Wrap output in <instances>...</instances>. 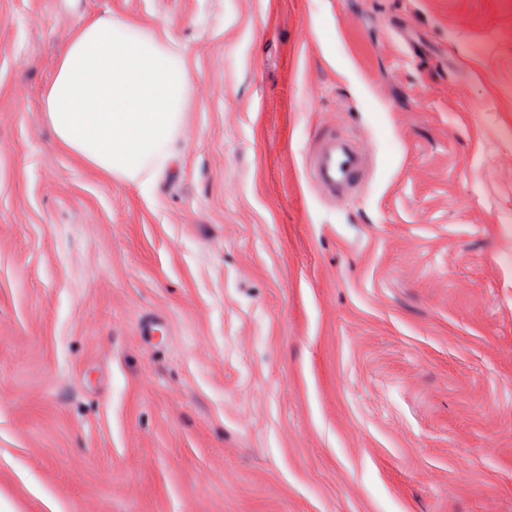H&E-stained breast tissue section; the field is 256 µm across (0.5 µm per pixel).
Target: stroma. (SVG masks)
<instances>
[{"label":"stroma","instance_id":"35a3bbf8","mask_svg":"<svg viewBox=\"0 0 512 512\" xmlns=\"http://www.w3.org/2000/svg\"><path fill=\"white\" fill-rule=\"evenodd\" d=\"M107 13L190 72L149 187L43 110ZM509 215L512 0H0V512H512ZM312 185L328 201L353 194L366 181L370 151L361 141L336 129L325 130L307 160Z\"/></svg>","mask_w":512,"mask_h":512}]
</instances>
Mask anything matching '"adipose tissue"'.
<instances>
[{
	"instance_id": "adipose-tissue-1",
	"label": "adipose tissue",
	"mask_w": 512,
	"mask_h": 512,
	"mask_svg": "<svg viewBox=\"0 0 512 512\" xmlns=\"http://www.w3.org/2000/svg\"><path fill=\"white\" fill-rule=\"evenodd\" d=\"M190 96L169 36L109 14L82 21L44 106L59 143L106 177L149 183L175 155Z\"/></svg>"
}]
</instances>
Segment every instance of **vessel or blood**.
<instances>
[{
    "label": "vessel or blood",
    "mask_w": 512,
    "mask_h": 512,
    "mask_svg": "<svg viewBox=\"0 0 512 512\" xmlns=\"http://www.w3.org/2000/svg\"><path fill=\"white\" fill-rule=\"evenodd\" d=\"M312 185L326 200L360 190L370 165V151L361 141L335 129L325 130L307 160Z\"/></svg>",
    "instance_id": "b4317fda"
}]
</instances>
